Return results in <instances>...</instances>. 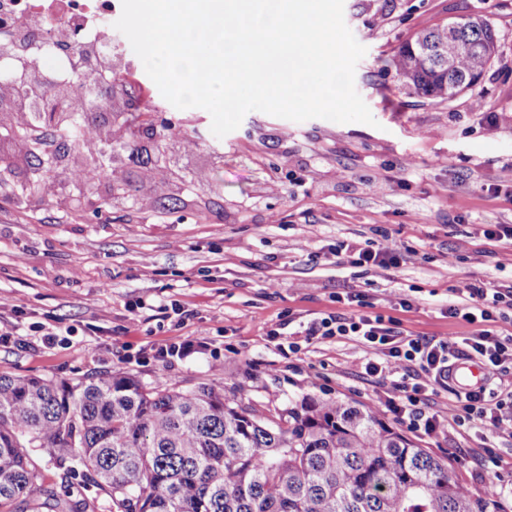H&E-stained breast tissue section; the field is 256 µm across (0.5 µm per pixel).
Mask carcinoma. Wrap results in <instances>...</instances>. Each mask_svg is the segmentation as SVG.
<instances>
[{"label": "carcinoma", "instance_id": "obj_1", "mask_svg": "<svg viewBox=\"0 0 512 512\" xmlns=\"http://www.w3.org/2000/svg\"><path fill=\"white\" fill-rule=\"evenodd\" d=\"M492 25L476 15L422 29L385 60L410 94L449 101L471 89L498 54ZM115 95L81 97L61 112L0 111V132L27 162L0 165V197L35 208L82 151L83 196L56 208L98 213L112 195L137 206L120 158L166 168L172 132L148 112L114 111ZM98 127V148L84 131ZM52 156L55 171L42 169ZM111 196L95 193L101 176ZM107 489L119 512H504L494 493L451 479L448 463L387 426L376 409L306 397L275 412L216 381L151 387L128 371L76 382L0 374V512H95L58 492L26 452Z\"/></svg>", "mask_w": 512, "mask_h": 512}]
</instances>
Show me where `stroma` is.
Masks as SVG:
<instances>
[{
	"mask_svg": "<svg viewBox=\"0 0 512 512\" xmlns=\"http://www.w3.org/2000/svg\"><path fill=\"white\" fill-rule=\"evenodd\" d=\"M470 15L495 28L499 54L468 92L425 100L382 68L417 30ZM344 18L366 49L355 88L371 126L252 111L215 137L210 114L173 107L119 37L154 119L180 127L169 167L124 162L137 211L117 196L98 215L48 206L26 215L0 201V320L15 330L0 341V373L70 381L124 370L152 386L218 378L260 408L305 397L367 404L446 458L455 481L480 494L497 484L512 512L511 437L478 428L422 435L382 406L393 376L357 366L380 360V351L350 336L304 333L322 314L346 312L334 297L354 288L368 313L397 318L405 333L452 341L468 326L445 314L449 289L512 284V240L485 234L487 225H512V0H344ZM477 97L483 109H474ZM168 176L185 185L169 212L156 204ZM385 237L405 257L399 266L367 269L334 255L340 243ZM398 294L413 299L411 311L393 305ZM184 341L194 345L188 357L157 358L159 346ZM43 475L94 500L96 512H117L84 476L54 467Z\"/></svg>",
	"mask_w": 512,
	"mask_h": 512,
	"instance_id": "35a3bbf8",
	"label": "stroma"
}]
</instances>
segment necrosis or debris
I'll return each instance as SVG.
<instances>
[{
	"instance_id": "1",
	"label": "necrosis or debris",
	"mask_w": 512,
	"mask_h": 512,
	"mask_svg": "<svg viewBox=\"0 0 512 512\" xmlns=\"http://www.w3.org/2000/svg\"><path fill=\"white\" fill-rule=\"evenodd\" d=\"M120 0H0V41H8L15 57L38 71H52L63 83L83 74L96 77L97 88L119 82L122 107L128 112L147 108L145 88L115 50L112 17ZM53 44V66L38 54L40 43Z\"/></svg>"
}]
</instances>
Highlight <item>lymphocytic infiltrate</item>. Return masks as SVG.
Masks as SVG:
<instances>
[{
	"label": "lymphocytic infiltrate",
	"instance_id": "f902f5d3",
	"mask_svg": "<svg viewBox=\"0 0 512 512\" xmlns=\"http://www.w3.org/2000/svg\"><path fill=\"white\" fill-rule=\"evenodd\" d=\"M343 250L355 264L366 267L386 269L399 265L402 259L398 245L388 238L367 246L347 244ZM461 294V299L449 300L447 308L449 317L462 319L470 327L458 341L407 334L401 331L399 321L359 310L331 312L313 319L305 333L323 338L352 336L366 347L380 350L381 361L363 362L365 373L399 375L387 404L396 414H412L413 425L423 434H439L455 425L512 436V390L502 388L503 377L512 373V332L503 327L512 316V286L471 284ZM461 358L484 367L486 385L455 391V404L447 417L426 414L420 402L427 386H448L451 367Z\"/></svg>",
	"mask_w": 512,
	"mask_h": 512
}]
</instances>
